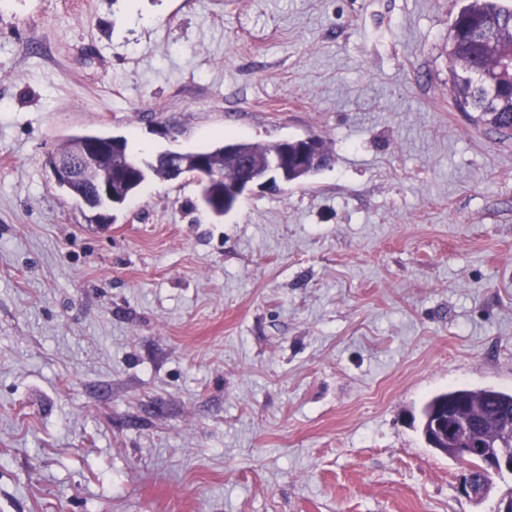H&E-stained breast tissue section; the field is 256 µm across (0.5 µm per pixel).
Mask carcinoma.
<instances>
[{
    "label": "carcinoma",
    "instance_id": "cac0c4a2",
    "mask_svg": "<svg viewBox=\"0 0 512 512\" xmlns=\"http://www.w3.org/2000/svg\"><path fill=\"white\" fill-rule=\"evenodd\" d=\"M448 56L451 60L449 88L457 110L474 113L475 122L492 127L506 139L511 138L512 69L507 67L506 60L512 57V4L504 0H464L450 26ZM127 155L128 140L125 139L122 150L112 155V162L98 170L96 178H109L110 167L126 162ZM198 156L206 158L210 171L219 175L216 191L219 197H224V185L236 177L231 161L224 157V145L184 154L185 173L194 172ZM151 177H165L163 160L149 162L146 176L141 175L131 182H121L114 176L112 181L117 183L118 192L133 198ZM460 405L487 420L483 434L494 441L498 437L494 417L512 409V392L495 388L442 392L427 401L422 421H427L438 410L452 411Z\"/></svg>",
    "mask_w": 512,
    "mask_h": 512
}]
</instances>
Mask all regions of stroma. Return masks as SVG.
<instances>
[{"label": "stroma", "mask_w": 512, "mask_h": 512, "mask_svg": "<svg viewBox=\"0 0 512 512\" xmlns=\"http://www.w3.org/2000/svg\"><path fill=\"white\" fill-rule=\"evenodd\" d=\"M461 5L0 0V512H494L512 476L473 504L420 429L512 390V139L454 107ZM85 132L332 160L94 224L44 166ZM487 420L483 434L493 442L498 437V430L494 420L504 410L511 411L512 392L495 388H486L478 391L470 389H454L439 393L427 401L423 408L422 431L427 419L437 410L452 411L460 405Z\"/></svg>", "instance_id": "35a3bbf8"}]
</instances>
